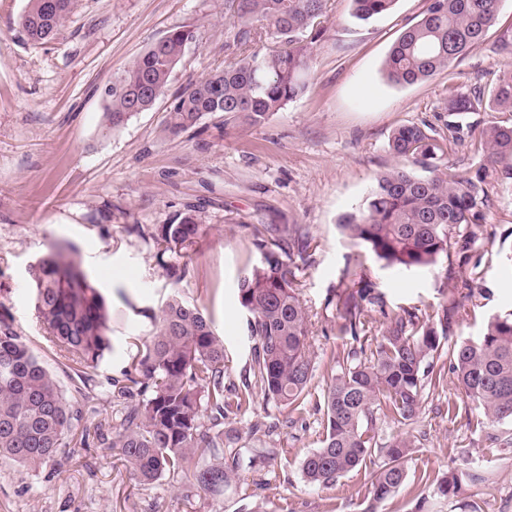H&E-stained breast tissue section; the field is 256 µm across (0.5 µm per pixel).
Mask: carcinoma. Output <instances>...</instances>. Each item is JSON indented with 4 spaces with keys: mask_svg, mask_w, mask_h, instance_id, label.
I'll use <instances>...</instances> for the list:
<instances>
[{
    "mask_svg": "<svg viewBox=\"0 0 512 512\" xmlns=\"http://www.w3.org/2000/svg\"><path fill=\"white\" fill-rule=\"evenodd\" d=\"M360 20L390 12L396 0H351ZM501 0H427L420 18L392 45L384 65L395 85L426 81L460 61L484 40L498 19ZM73 0H29L21 18L23 36L32 43L55 39ZM234 19L227 48L234 60L211 71L172 96L164 132L169 136L196 127L207 116L224 124H263L308 88L312 66L310 41L328 0H224ZM193 29L177 26L152 43L104 90L103 123L118 130L138 112L153 108L169 90ZM512 112V66L500 71L488 88L462 93L450 86L444 111L466 116L486 110ZM471 139L482 160L458 171L447 158ZM389 149L405 166L384 171L365 203L342 218L339 227L364 245L385 266L433 269L449 256L452 240L479 239L492 194L512 188V124L450 121L447 132L430 133L403 125L392 133ZM204 231L200 210L188 205L169 223L149 231L156 256L171 278L188 273L178 259L189 255ZM259 263L245 269L238 301L251 316L255 337L248 378L233 389L224 386V344L211 318L180 296L170 297L148 314L152 329L135 344L117 397L118 426L106 432L73 433L81 411L72 405L56 375L0 313V459L30 468L55 460L63 448H85L90 437L119 457L140 485L158 478L185 476L206 491L229 487L239 478L253 449L234 448L239 437L224 431V420L251 409L255 390L289 416H301L313 378L308 349V312L298 293L294 257H303L310 240L286 224L251 225ZM35 308L48 341L83 384H91L100 362L112 349L110 310L90 281L73 246L56 244L31 267ZM383 300L366 286L336 294V323L354 346L337 355L336 373L322 394L321 447L300 462L304 481L324 489L352 471L379 465L370 487V506L397 494L407 484V462L414 440L397 435L382 441L378 417L409 425L421 407L425 389L446 378L437 366L442 338L461 317L454 298L434 315L404 310L392 316L379 336L367 335L369 312ZM449 369L466 397L481 410L476 422L512 420V313L493 315L476 340L460 342L449 354ZM419 502L430 490L456 497L462 476L420 478Z\"/></svg>",
    "mask_w": 512,
    "mask_h": 512,
    "instance_id": "carcinoma-1",
    "label": "carcinoma"
}]
</instances>
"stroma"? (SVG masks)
Returning a JSON list of instances; mask_svg holds the SVG:
<instances>
[{
    "label": "stroma",
    "instance_id": "1",
    "mask_svg": "<svg viewBox=\"0 0 512 512\" xmlns=\"http://www.w3.org/2000/svg\"><path fill=\"white\" fill-rule=\"evenodd\" d=\"M328 5L301 97L257 127L207 117L171 137L163 131L167 96L119 130H105L104 89L176 26L192 27L196 37L172 89L231 61L224 0H74L58 37L43 44L27 42L20 31L28 0H0V307L82 408L83 425L117 424L112 382L127 364L126 339L148 333V311L173 293L212 315L224 340V383L240 384L255 345L237 290L240 273L260 259L251 224H296L311 240L298 281L310 314L313 400L338 370L332 352L352 342L338 332L327 301L359 281L371 283L384 301L369 314L376 335L387 315L414 308L431 314L451 296L464 313L447 336L450 347L481 336L491 315L512 313L511 190L493 193L481 238L468 253L451 248L433 270L383 266L338 228L341 215L364 203L376 176L397 165L388 147L394 129L426 123L444 130L448 85L464 91L489 85L512 64V53L500 47L502 32L512 28V0H503L497 25L460 62L404 86L386 80L383 63L425 0H397L391 13L367 22L352 17L350 0ZM188 204L200 209L205 231L187 259L188 274L177 281L158 263L147 232L135 228L168 223ZM56 243L74 246L111 308L113 348L89 391L46 340L35 312L29 271ZM479 417L455 375L425 390L408 427L417 448L407 485L376 512H411L425 471H462L468 480L457 497H429L423 512H512V421L480 428ZM256 422L270 433H251ZM224 427L264 453L229 488L202 491L169 477L136 484L111 449L95 443L37 469L0 460V512H363L367 506L370 473L346 474L327 489L304 482L300 461L319 447L323 432L315 408L291 424L259 395L244 417Z\"/></svg>",
    "mask_w": 512,
    "mask_h": 512
}]
</instances>
